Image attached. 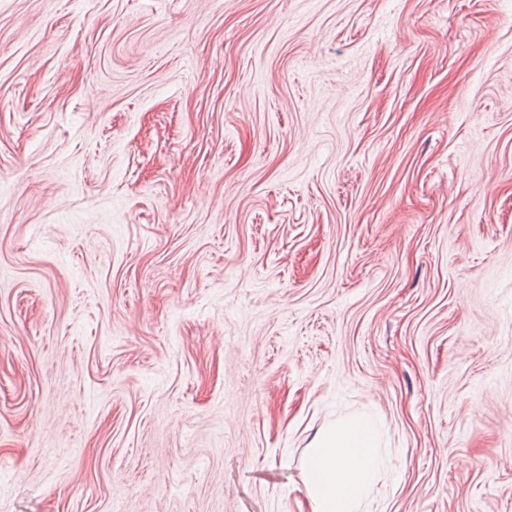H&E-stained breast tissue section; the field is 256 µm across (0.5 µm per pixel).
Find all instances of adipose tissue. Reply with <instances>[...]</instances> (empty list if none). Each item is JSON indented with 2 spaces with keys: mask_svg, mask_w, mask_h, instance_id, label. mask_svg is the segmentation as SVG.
Returning <instances> with one entry per match:
<instances>
[{
  "mask_svg": "<svg viewBox=\"0 0 512 512\" xmlns=\"http://www.w3.org/2000/svg\"><path fill=\"white\" fill-rule=\"evenodd\" d=\"M385 465L373 418L331 424L316 438L303 475L309 512H359L363 492Z\"/></svg>",
  "mask_w": 512,
  "mask_h": 512,
  "instance_id": "obj_1",
  "label": "adipose tissue"
}]
</instances>
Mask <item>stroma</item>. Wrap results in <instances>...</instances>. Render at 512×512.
<instances>
[{
	"mask_svg": "<svg viewBox=\"0 0 512 512\" xmlns=\"http://www.w3.org/2000/svg\"><path fill=\"white\" fill-rule=\"evenodd\" d=\"M512 512V0H0V512ZM303 484L309 512H359L362 493L386 461L371 418L331 424L315 440Z\"/></svg>",
	"mask_w": 512,
	"mask_h": 512,
	"instance_id": "1",
	"label": "stroma"
}]
</instances>
